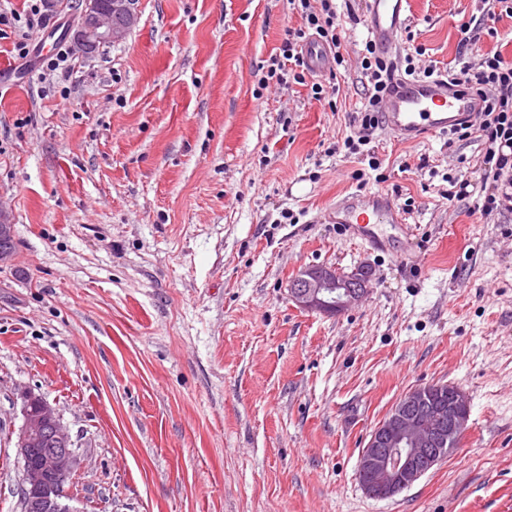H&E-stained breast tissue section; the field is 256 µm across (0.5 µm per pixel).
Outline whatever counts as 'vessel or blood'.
<instances>
[{"label": "vessel or blood", "mask_w": 512, "mask_h": 512, "mask_svg": "<svg viewBox=\"0 0 512 512\" xmlns=\"http://www.w3.org/2000/svg\"><path fill=\"white\" fill-rule=\"evenodd\" d=\"M368 23L382 53H390L395 37L406 21L410 0H368ZM309 67L316 72L329 68L331 51L316 40L302 46ZM478 99L449 86L447 80H395L382 104V123L396 138L414 142L448 134L460 124L471 122L480 112ZM331 223L343 225L350 235H361L370 224H398L402 215L388 193L342 198L330 213Z\"/></svg>", "instance_id": "b4317fda"}]
</instances>
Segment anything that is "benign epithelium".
I'll return each instance as SVG.
<instances>
[{"instance_id": "7a95c632", "label": "benign epithelium", "mask_w": 512, "mask_h": 512, "mask_svg": "<svg viewBox=\"0 0 512 512\" xmlns=\"http://www.w3.org/2000/svg\"><path fill=\"white\" fill-rule=\"evenodd\" d=\"M135 0H81L73 44L82 56L100 45L118 43L137 24ZM16 251L14 225L0 210V264ZM371 269L341 273L305 267L292 279L289 298L303 311L336 315L362 302L370 291ZM16 448L23 461L21 512H71L62 480L76 458L60 415L41 397L28 394ZM468 401L451 383L415 388L372 430L358 461L359 482L372 498L389 499L432 469L465 433Z\"/></svg>"}]
</instances>
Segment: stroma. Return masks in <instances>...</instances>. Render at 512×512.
Wrapping results in <instances>:
<instances>
[{"mask_svg": "<svg viewBox=\"0 0 512 512\" xmlns=\"http://www.w3.org/2000/svg\"><path fill=\"white\" fill-rule=\"evenodd\" d=\"M78 0L0 38V512H21L15 438L26 393L60 414L72 512H512V213L478 138L372 135L379 170L344 146L366 102V0L342 17L346 71L259 90L302 20L287 0H138L127 38L41 79L38 49ZM482 0H410L391 58L460 69L512 60V18L461 45ZM333 79L332 102L311 83ZM468 194H454V180ZM388 193L405 259L325 214ZM373 270L340 315L298 309L305 266ZM460 387L468 429L391 499L357 475L371 430L410 390ZM21 20V15H17L15 12H12L10 11V17H8L7 13H2V9H1V12H0V25L2 26H5V27H9V28H14L15 31L16 29L17 30V36H18V40L17 42H15V49L17 51V56L21 59H25L27 58L29 55H30V46L31 44L28 42L29 38H28V35L26 34V31H21V27L20 26H16V22H20ZM15 251L14 226L8 215L0 210V264L10 261Z\"/></svg>", "mask_w": 512, "mask_h": 512, "instance_id": "35a3bbf8", "label": "stroma"}]
</instances>
